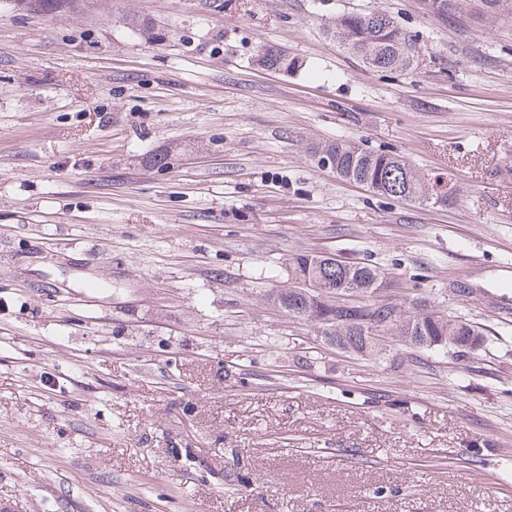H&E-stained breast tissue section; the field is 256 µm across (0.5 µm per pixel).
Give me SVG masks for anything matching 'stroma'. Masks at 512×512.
<instances>
[{
    "label": "stroma",
    "mask_w": 512,
    "mask_h": 512,
    "mask_svg": "<svg viewBox=\"0 0 512 512\" xmlns=\"http://www.w3.org/2000/svg\"><path fill=\"white\" fill-rule=\"evenodd\" d=\"M372 9L410 69L328 36ZM336 138L448 204L340 179ZM510 159L512 19L478 0H0V512H512ZM300 253L485 343L341 352L265 299ZM14 6L26 10L49 13L63 7L78 8L77 0H11ZM255 62L265 69L288 70V56L265 45L259 46L255 55Z\"/></svg>",
    "instance_id": "stroma-1"
}]
</instances>
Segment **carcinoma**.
<instances>
[{
    "instance_id": "1",
    "label": "carcinoma",
    "mask_w": 512,
    "mask_h": 512,
    "mask_svg": "<svg viewBox=\"0 0 512 512\" xmlns=\"http://www.w3.org/2000/svg\"><path fill=\"white\" fill-rule=\"evenodd\" d=\"M14 6L49 13L59 8H77L79 0H11ZM331 35L366 63L381 70H407L410 59L418 54L416 39L395 19L380 11L349 13L337 17ZM255 62L265 69H288V56L259 46ZM315 154H328L336 163V174L356 184L374 186V192L390 198L404 194L413 200L445 203L448 197L430 189L429 183L402 156L392 152H374L355 142L334 140L312 147ZM288 268L295 285L271 296L270 301L288 317L310 322L331 334L346 339L351 354L369 355L377 351L371 336L403 335L406 324L418 319L419 335L429 338L427 350L442 349L458 359L470 358L484 343L482 334L469 321L443 315L428 302L410 306L398 304L382 291L391 287L383 269L360 261L335 259L320 261L319 256L297 254L289 259ZM330 287L342 293L365 294L369 300L355 305H332L331 323L321 320L315 300L321 297L316 287ZM451 336L454 342L440 344L435 339Z\"/></svg>"
}]
</instances>
